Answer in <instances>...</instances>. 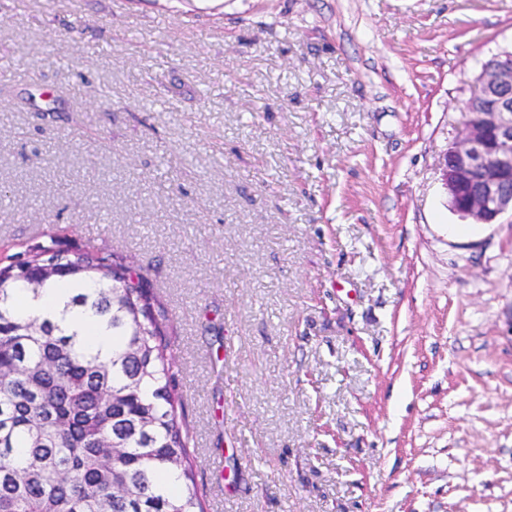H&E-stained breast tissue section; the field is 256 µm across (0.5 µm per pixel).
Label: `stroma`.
Returning <instances> with one entry per match:
<instances>
[{
    "label": "stroma",
    "mask_w": 512,
    "mask_h": 512,
    "mask_svg": "<svg viewBox=\"0 0 512 512\" xmlns=\"http://www.w3.org/2000/svg\"><path fill=\"white\" fill-rule=\"evenodd\" d=\"M512 0H0V246L167 311L207 512H512V216L440 163Z\"/></svg>",
    "instance_id": "stroma-1"
}]
</instances>
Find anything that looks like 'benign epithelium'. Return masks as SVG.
<instances>
[{"mask_svg": "<svg viewBox=\"0 0 512 512\" xmlns=\"http://www.w3.org/2000/svg\"><path fill=\"white\" fill-rule=\"evenodd\" d=\"M461 135L444 159L454 211L480 224L512 214V52L481 63Z\"/></svg>", "mask_w": 512, "mask_h": 512, "instance_id": "7a95c632", "label": "benign epithelium"}]
</instances>
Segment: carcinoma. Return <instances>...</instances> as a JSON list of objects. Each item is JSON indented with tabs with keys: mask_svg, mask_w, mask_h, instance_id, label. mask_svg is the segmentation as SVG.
<instances>
[{
	"mask_svg": "<svg viewBox=\"0 0 512 512\" xmlns=\"http://www.w3.org/2000/svg\"><path fill=\"white\" fill-rule=\"evenodd\" d=\"M110 250L28 246L0 267V512H204L166 312L145 278ZM95 280L68 297L108 319L112 358L56 322L22 318L19 289ZM180 493L159 492L160 471Z\"/></svg>",
	"mask_w": 512,
	"mask_h": 512,
	"instance_id": "obj_1",
	"label": "carcinoma"
}]
</instances>
